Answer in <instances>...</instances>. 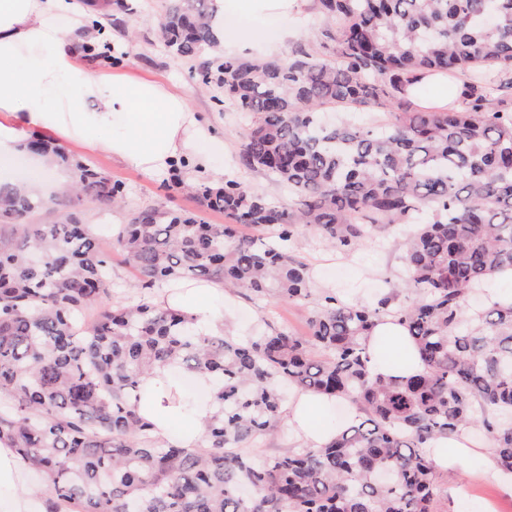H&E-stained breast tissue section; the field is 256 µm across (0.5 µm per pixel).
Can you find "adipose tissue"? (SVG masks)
<instances>
[{
  "mask_svg": "<svg viewBox=\"0 0 512 512\" xmlns=\"http://www.w3.org/2000/svg\"><path fill=\"white\" fill-rule=\"evenodd\" d=\"M301 0H219L217 17L224 39L248 43L260 36V19L279 23L296 12ZM104 29L86 13L82 0H0V165L9 163L30 130L37 129L76 147L103 153L148 175L165 173L189 161L193 173L210 170L223 145L198 121L185 97L158 82L109 76L85 57L81 47L101 39ZM281 39L289 31L278 30ZM224 296L221 285L195 282L162 294V301L198 318L204 331L226 329L211 302ZM373 373L403 379L423 370L405 328L387 319L366 338ZM192 411L174 397L179 383L162 373L148 382L152 394L139 405L159 440L189 448L203 440V419L210 406L204 379ZM335 399L299 392L288 408V425L304 445L330 442L339 427L325 417ZM467 430L443 436L430 445L439 469L458 467L472 455ZM37 486L8 443L0 442V512H27Z\"/></svg>",
  "mask_w": 512,
  "mask_h": 512,
  "instance_id": "1",
  "label": "adipose tissue"
}]
</instances>
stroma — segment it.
Returning a JSON list of instances; mask_svg holds the SVG:
<instances>
[{"instance_id": "stroma-1", "label": "stroma", "mask_w": 512, "mask_h": 512, "mask_svg": "<svg viewBox=\"0 0 512 512\" xmlns=\"http://www.w3.org/2000/svg\"><path fill=\"white\" fill-rule=\"evenodd\" d=\"M126 3L127 27L112 33L111 74L175 87L186 97L199 120L224 142V155L215 163L218 175L239 180L279 205H293L294 198L286 187L239 166L240 148L250 120L221 103L219 90L201 86L195 63L168 53L154 24L162 0H126ZM93 160L110 179L123 182L127 189L123 207L112 213H102L90 203L83 205V219L93 225L97 234H111L113 225L125 223L130 211L150 206L189 211L208 224L224 221L223 214L206 209L181 191L169 175L149 176L103 154L94 155ZM298 248L313 270L315 293L331 289L341 300L351 303H372L386 280L396 279L403 265L402 241L394 234L383 241L367 243L350 257L327 248L319 237L310 234L299 236ZM314 308L311 299L284 303L239 294L224 302V314L232 323L234 333L243 336L259 334L270 325L304 332ZM486 468V457L479 454L455 472L438 473L439 492L433 512H484L488 507L493 512H512V494L492 481Z\"/></svg>"}]
</instances>
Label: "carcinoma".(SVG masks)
Here are the masks:
<instances>
[{"instance_id":"1","label":"carcinoma","mask_w":512,"mask_h":512,"mask_svg":"<svg viewBox=\"0 0 512 512\" xmlns=\"http://www.w3.org/2000/svg\"><path fill=\"white\" fill-rule=\"evenodd\" d=\"M326 21L287 58L204 56L218 43L214 0H165L167 51L197 62L204 87L251 115L242 166L288 187L284 207L232 179L187 189L224 214L205 224L146 207L107 239L81 217L125 186L47 139L73 180L34 194L0 182V441L45 478L49 512H432L427 447L482 428L512 474V304L467 313L466 296L512 268V105L492 101L512 74V0H314ZM476 73L458 100L412 103L423 80ZM337 105H374L392 120L322 123ZM350 255L395 227L405 277L358 306L327 293L305 335L205 334L158 302L180 279L300 302L310 268L288 249L299 227ZM134 271L136 300L105 302L112 255ZM403 290L416 295L399 302ZM385 318L404 326L424 370L372 373L364 339ZM210 378L212 413L198 448L163 443L138 412L160 369ZM356 401L362 417L320 447L262 457L256 442L284 416L281 387Z\"/></svg>"}]
</instances>
